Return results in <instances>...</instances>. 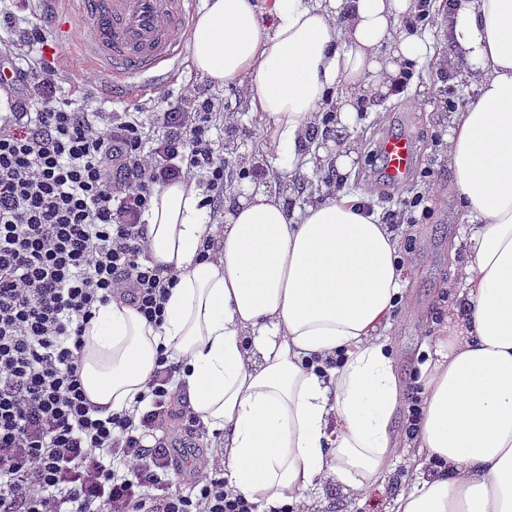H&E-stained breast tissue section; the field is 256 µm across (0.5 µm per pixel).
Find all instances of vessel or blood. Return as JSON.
<instances>
[{"label":"vessel or blood","instance_id":"vessel-or-blood-1","mask_svg":"<svg viewBox=\"0 0 512 512\" xmlns=\"http://www.w3.org/2000/svg\"><path fill=\"white\" fill-rule=\"evenodd\" d=\"M62 28L92 31L79 47L85 62L105 78L106 87L124 97L167 85L183 47L178 39L194 12V0H77ZM383 173L390 187H405L417 148L407 133L387 135L379 145Z\"/></svg>","mask_w":512,"mask_h":512}]
</instances>
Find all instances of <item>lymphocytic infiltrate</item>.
Here are the masks:
<instances>
[{
    "mask_svg": "<svg viewBox=\"0 0 512 512\" xmlns=\"http://www.w3.org/2000/svg\"><path fill=\"white\" fill-rule=\"evenodd\" d=\"M31 0H0V512H258L178 447L204 434L159 350L144 405L95 417L81 381L82 332L119 298L161 324L176 275L149 259L143 215L157 187L206 185L224 216L223 103L184 87L149 111L103 117L59 87L61 51ZM153 444H146L147 436Z\"/></svg>",
    "mask_w": 512,
    "mask_h": 512,
    "instance_id": "lymphocytic-infiltrate-1",
    "label": "lymphocytic infiltrate"
}]
</instances>
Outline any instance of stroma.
I'll list each match as a JSON object with an SVG mask.
<instances>
[{
  "mask_svg": "<svg viewBox=\"0 0 512 512\" xmlns=\"http://www.w3.org/2000/svg\"><path fill=\"white\" fill-rule=\"evenodd\" d=\"M62 54L61 70L67 86L75 90L90 89L88 105L101 112L137 107L146 110L162 93L176 95L183 86L191 84L223 99L226 111L233 113L236 123L234 132L223 135L224 140L234 143L235 150L230 158L234 168L243 171L257 166L268 171L274 169L275 154L262 149L260 140L250 136L258 124L253 108L238 84H213L184 56L165 90L151 89L137 99L107 98L101 93L102 74L94 72L85 63L76 44L63 47ZM411 71L413 77L404 94L361 100L358 106V167L348 174L346 182L349 191L367 202L380 217H387L394 211L410 216L411 211L403 200L378 194L381 180L379 173L371 167V152L377 140L390 132H406L415 138L420 162L408 189L413 194L430 191L432 211L429 219L412 225L410 234L402 242L400 254L406 269L403 301L393 310L390 325L384 331L395 351V372L407 401L420 390L415 383V372L425 358L423 348L430 339L441 335L445 326L443 309L452 301L458 288L450 249L466 227L456 207L455 188L444 165L448 129L439 118L447 114L450 107H464L473 95L464 77H452L447 67H437L428 61L416 62ZM377 111L382 112V120L374 119L373 114ZM407 401L398 406L394 416L399 451L384 482L358 497L344 494L340 487L331 484L314 487L300 504V512H390L395 498L409 491L416 480L415 473L405 468L406 460L412 455L407 432Z\"/></svg>",
  "mask_w": 512,
  "mask_h": 512,
  "instance_id": "35a3bbf8",
  "label": "stroma"
}]
</instances>
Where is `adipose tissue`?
<instances>
[{
  "mask_svg": "<svg viewBox=\"0 0 512 512\" xmlns=\"http://www.w3.org/2000/svg\"><path fill=\"white\" fill-rule=\"evenodd\" d=\"M416 0H204L187 40L194 69L238 83L281 176L311 166V132L336 110L334 169L355 168L357 105L407 61L439 60L409 21ZM448 41L476 92L448 115L445 164L469 229L458 290L426 345L423 407L392 512H512V0H461ZM223 222L196 181L161 187L144 215L152 263L177 272L161 326L119 300L83 334L96 415L132 408L159 347L182 364L188 409L218 433L230 486L265 505L314 484L358 495L398 451L402 391L383 331L401 301L403 236L345 186L297 209L276 179L236 190ZM434 463L421 474V460Z\"/></svg>",
  "mask_w": 512,
  "mask_h": 512,
  "instance_id": "ef3b65f1",
  "label": "adipose tissue"
}]
</instances>
